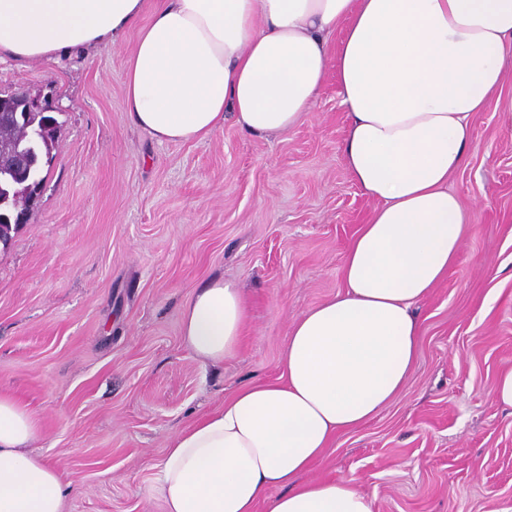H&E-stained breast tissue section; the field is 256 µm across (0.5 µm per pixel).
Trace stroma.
<instances>
[{"label": "stroma", "mask_w": 512, "mask_h": 512, "mask_svg": "<svg viewBox=\"0 0 512 512\" xmlns=\"http://www.w3.org/2000/svg\"><path fill=\"white\" fill-rule=\"evenodd\" d=\"M136 41L24 65L0 90L49 96L62 127L27 224L0 250V391L72 482L67 512H163L149 487L171 437L240 386L278 375L293 318L344 287L346 249L376 202L346 169L335 76L284 136L242 130L160 143L133 127ZM448 188L470 214L455 264L414 306L418 356L400 395L337 435L306 474L350 479L373 512H512V67L477 114ZM250 299L238 355L182 346L184 302L210 279Z\"/></svg>", "instance_id": "obj_1"}]
</instances>
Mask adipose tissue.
I'll return each instance as SVG.
<instances>
[{"mask_svg": "<svg viewBox=\"0 0 512 512\" xmlns=\"http://www.w3.org/2000/svg\"><path fill=\"white\" fill-rule=\"evenodd\" d=\"M132 29L126 110L161 143L206 139L228 110L250 133L288 134L335 74L345 164L378 203L345 252L344 291L292 320L280 375L172 437L153 476L165 512H373L352 480L304 475L414 369L413 307L469 229L448 181L512 62V0H0V59L50 61ZM248 309L236 283H206L183 304L184 348L204 365L234 358ZM39 432L0 393V512H65L70 484L34 452Z\"/></svg>", "mask_w": 512, "mask_h": 512, "instance_id": "adipose-tissue-1", "label": "adipose tissue"}]
</instances>
